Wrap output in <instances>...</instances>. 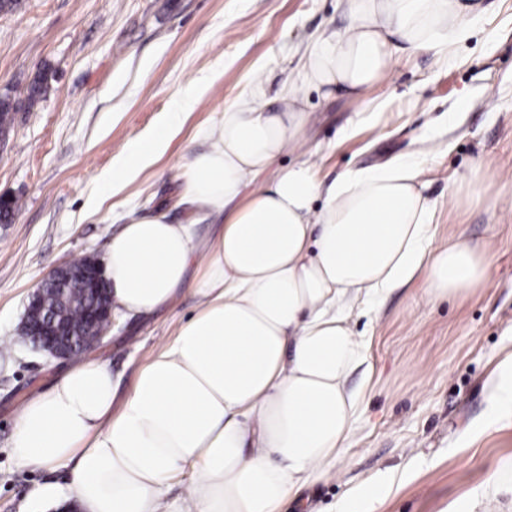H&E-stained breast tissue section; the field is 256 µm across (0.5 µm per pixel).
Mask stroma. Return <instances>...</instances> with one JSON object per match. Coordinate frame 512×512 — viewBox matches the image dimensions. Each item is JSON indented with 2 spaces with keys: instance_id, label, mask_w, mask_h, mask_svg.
Returning a JSON list of instances; mask_svg holds the SVG:
<instances>
[{
  "instance_id": "obj_1",
  "label": "stroma",
  "mask_w": 512,
  "mask_h": 512,
  "mask_svg": "<svg viewBox=\"0 0 512 512\" xmlns=\"http://www.w3.org/2000/svg\"><path fill=\"white\" fill-rule=\"evenodd\" d=\"M483 4L451 60L401 51L360 96L302 91V140L323 187L431 149L421 179L436 246L462 237L492 259L484 282L457 296L428 301L416 281L357 317L368 348L347 383L364 394L354 435L331 474L282 512H366L376 491L377 512H512V417L496 418L488 390L512 354V0ZM347 22L341 0H20L0 12V94L24 100L50 73L45 98L17 112L0 143V198L20 204L0 223V512H58L35 491L65 479L12 452L21 407L64 365L18 339L29 294L62 263L102 256L128 216L185 220L184 164L206 147L202 129L257 84L280 106L311 41ZM168 118L159 156L112 183L127 147ZM479 158L487 176L462 184ZM196 306L184 289L148 317L114 315L91 354L109 361L116 403ZM499 467L504 479L491 483Z\"/></svg>"
}]
</instances>
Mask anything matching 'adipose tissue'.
Returning <instances> with one entry per match:
<instances>
[{
	"instance_id": "obj_1",
	"label": "adipose tissue",
	"mask_w": 512,
	"mask_h": 512,
	"mask_svg": "<svg viewBox=\"0 0 512 512\" xmlns=\"http://www.w3.org/2000/svg\"><path fill=\"white\" fill-rule=\"evenodd\" d=\"M345 4L349 24L313 40L300 71L301 87L326 97L378 83L396 42L450 55L482 13L479 0ZM260 97L226 107L185 165L181 199L202 217L221 214L219 235L201 238L196 221L160 212L129 218L108 241L113 309L150 314L187 284L200 304L138 369L120 411L98 357L25 401L16 459L68 472L66 486L43 483L38 498L64 494L85 512H280L327 476L355 429L347 381L365 350L355 304L418 278L433 302L483 281L487 255L463 240L435 247L417 165L351 170L325 190L304 160L260 182L305 123L299 90L274 112ZM187 471L183 498L167 501Z\"/></svg>"
}]
</instances>
